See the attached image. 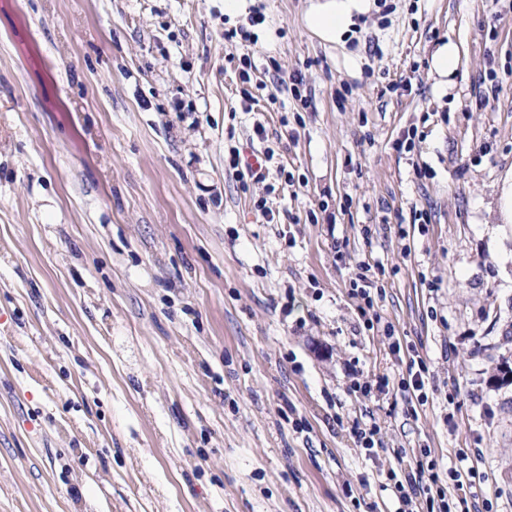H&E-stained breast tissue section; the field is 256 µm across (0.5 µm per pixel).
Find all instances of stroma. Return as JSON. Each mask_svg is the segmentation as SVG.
I'll list each match as a JSON object with an SVG mask.
<instances>
[{"instance_id": "obj_1", "label": "stroma", "mask_w": 512, "mask_h": 512, "mask_svg": "<svg viewBox=\"0 0 512 512\" xmlns=\"http://www.w3.org/2000/svg\"><path fill=\"white\" fill-rule=\"evenodd\" d=\"M316 3L0 0V512H399L389 474L417 459L450 502L464 462L512 512V9L399 0L332 43ZM232 145L273 150L274 192ZM360 260L384 272L374 330ZM460 47L454 42L441 46L433 56L432 67L440 78V83H450L448 77L452 76L458 68ZM274 158V152L271 149H266L261 162L257 161V165L252 166L247 164L245 166V172L239 170L241 164L240 151L236 147H232L229 150V166L236 169L238 174L244 178H247L254 183H263L269 176V163ZM498 214V224L502 225L498 227V231L505 235L506 225H510L512 229V172L511 176L507 174L502 181L498 199ZM358 273H356L355 279L351 282L352 286V295L355 297H360L364 303L366 308L361 307L362 315L367 316L368 312L374 308V301L371 296V289L376 288L377 295L383 294V286L377 285V281L373 278V274H371L372 266L369 262L360 261L356 265Z\"/></svg>"}]
</instances>
